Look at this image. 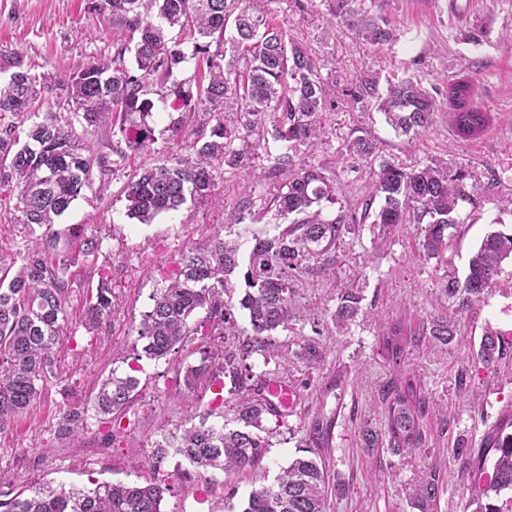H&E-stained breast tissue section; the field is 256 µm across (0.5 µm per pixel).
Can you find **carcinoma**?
Returning a JSON list of instances; mask_svg holds the SVG:
<instances>
[{"instance_id": "carcinoma-1", "label": "carcinoma", "mask_w": 512, "mask_h": 512, "mask_svg": "<svg viewBox=\"0 0 512 512\" xmlns=\"http://www.w3.org/2000/svg\"><path fill=\"white\" fill-rule=\"evenodd\" d=\"M273 0H94L98 11L128 31L129 40L110 58L95 57L54 84L36 74L22 54L0 51V117H22L30 125L19 134L10 121L0 124V210L19 213L35 240L16 255L13 276L0 275V428L26 412L45 386L58 378L54 348L73 321L71 298L77 279L76 260L96 265L103 238L83 224L56 226L83 191L95 180L117 176L133 154H155L150 162L125 175L120 191L127 216L151 224L174 212L187 198L207 196L213 171L224 163L249 171L244 193L269 173L288 176L286 191L264 200L262 210L285 221L278 233H252L247 250L237 239L217 231L201 246L180 254L174 273L155 289L150 309L136 327L141 350L154 360L191 346L196 364L178 371L184 394L216 386L214 401L231 415L229 422H209L212 413L180 433L155 442L151 467L158 471L170 454L192 468L220 469L227 475L259 467L269 452L267 417L285 422L266 395L272 382L287 383L280 371L255 375L246 360L260 355L264 364L274 355L271 336L288 330L299 317L296 298L306 276L320 266H336V251L354 233L345 215H325V206L338 203L342 187L324 169L299 160V147L318 145L322 120L331 108L316 58L308 46L291 38L278 25ZM333 18L363 41L379 47L394 41L387 18L351 8L353 0H333ZM179 28V36L169 30ZM132 54L133 63L126 62ZM190 68L194 87L173 81L177 70ZM180 98L195 115L189 153L167 154L158 148L150 119L156 103ZM354 104L375 101L377 111L398 136H422L446 112L455 137L468 140L484 134L491 113L474 100L469 79L448 81L439 101L415 77L388 84L361 78L348 90ZM103 127L116 140L108 151L97 150L93 138ZM256 136L253 150L235 142ZM278 144L276 152L270 143ZM354 160L370 163L365 183L354 188L356 205L373 217L377 239L387 243L401 224L422 225L424 259H440L451 241L450 229L465 223L463 205L476 203L481 184L463 168L440 159L403 167L384 158L377 144L357 137L345 145ZM266 154L269 166L254 164ZM115 158H110V155ZM16 199L14 206L3 202ZM377 209H372L373 204ZM251 198L235 205L237 223H255ZM512 260V232L489 231L468 262L464 278L448 273L439 294L448 300V314L417 324L390 322L377 335L378 353L399 366L406 349L422 337L448 345L461 335L458 313L470 309L498 284L502 263ZM244 283L238 303L232 277ZM363 289L352 283L339 290L328 320L337 330L349 328L362 310ZM245 313L250 330L240 327L235 310ZM205 316L192 322L199 312ZM112 316V280L100 274L97 287L83 296L79 324L98 329ZM224 338V351L213 356L211 339ZM505 354L502 333L486 327L477 358L495 363ZM297 357L309 365L323 358V347L307 342ZM234 383L226 401L223 378ZM138 378L110 375L98 382L86 400L66 399L59 411L58 434L69 436L84 427L89 412L112 416L124 411L136 395ZM380 425L361 432L364 448H389L412 453L425 444L423 416L426 392L422 380L404 372L381 390ZM334 420L317 418L301 438L302 454L294 457L270 485L251 489L241 512H332L330 496L346 493L341 479L330 482L326 458ZM512 417L486 435L472 458L473 490L463 512H512ZM170 485L152 477L141 483L104 482L86 490L59 484L41 485L0 499V512H163ZM443 477L436 467L415 489L413 512H439Z\"/></svg>"}]
</instances>
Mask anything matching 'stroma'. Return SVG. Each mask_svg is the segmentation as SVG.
<instances>
[{"mask_svg":"<svg viewBox=\"0 0 512 512\" xmlns=\"http://www.w3.org/2000/svg\"><path fill=\"white\" fill-rule=\"evenodd\" d=\"M361 9L386 17L398 39L378 49L362 43L344 26L326 37L328 0H310L298 9L295 0H274L279 25L290 37L309 46L318 59L320 75L333 103L324 120L322 145L301 149L305 163L322 165L341 183L355 178L342 150L349 140H375L382 154L402 165L432 159L464 166L480 180L484 192L459 227L440 261L418 255L420 227L402 225L391 243L378 246L371 225L348 236L334 269L310 276L301 289L302 315L292 329L277 333L288 348V380L297 390L295 411L285 424L268 418L270 451L262 463L266 482L287 466L310 422L336 416L330 445L323 451L331 472L340 474L346 494L332 500L333 512H410L409 502L432 466H440L445 490L440 512H459L469 495V473L460 451L477 449L503 413L512 411V353L498 366L483 365L476 357L485 327L501 331L512 343V261H505L496 289L462 313L459 327L468 344L459 348L428 338L412 344L400 369L378 353L380 325L398 319L427 320L444 311L438 279L444 270L465 275L468 259L493 219L512 229V0H362ZM481 28L479 43L465 40V30ZM127 32L106 13L94 11L91 0H0V50L16 51L34 64L36 72L55 78L74 72L91 57L111 55ZM415 76L427 87H444L448 80L472 77L475 93L495 117L478 140L453 136L445 118L418 139L394 134L374 104L353 106L347 90L356 79L368 77L386 90L394 77ZM181 100L168 97L153 114L151 124L159 142L181 151L187 132L171 133V121L185 118ZM246 170L217 166L209 196L187 202L178 212L140 224L126 215L118 193L121 180L95 182L62 217L65 225L84 224L104 237L98 264L112 280V318L94 332L78 329L60 339L56 358L61 380L49 383L41 398L25 413L0 428V471L6 478L0 492L11 493L30 482L92 487L96 482H140L152 474L153 444L175 431L195 409H208L212 389L200 391L197 407L179 393L173 371L184 360L172 355L155 362L141 355L133 332L151 304L150 296L186 247L204 244L215 230L234 236L232 205L242 196ZM364 284V310L348 332L314 335L313 315L334 310L340 288L354 279ZM319 339L321 363L298 360L300 345ZM136 370L140 392L133 404L111 422L92 417L68 438L56 429L65 391L85 396L110 372ZM346 370L348 385H332L338 370ZM416 373L424 382L428 404L424 415V447L412 453L382 448L366 454L360 433L378 423L380 390L398 371ZM115 432L112 447L103 437ZM251 489L250 477L219 470L173 482L164 512H241Z\"/></svg>","mask_w":512,"mask_h":512,"instance_id":"obj_1","label":"stroma"}]
</instances>
